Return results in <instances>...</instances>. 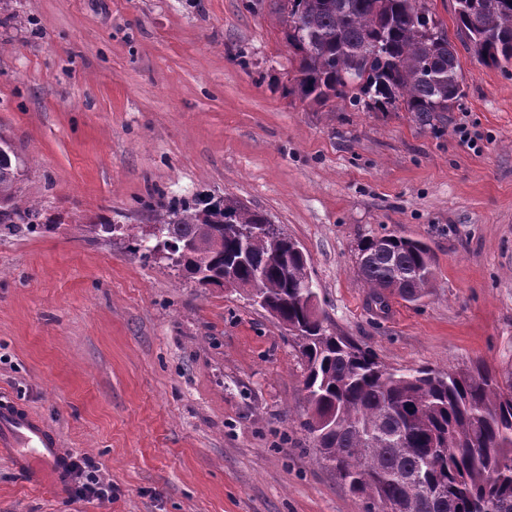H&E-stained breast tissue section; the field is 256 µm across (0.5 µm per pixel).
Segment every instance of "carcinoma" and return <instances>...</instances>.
<instances>
[{
  "instance_id": "carcinoma-1",
  "label": "carcinoma",
  "mask_w": 512,
  "mask_h": 512,
  "mask_svg": "<svg viewBox=\"0 0 512 512\" xmlns=\"http://www.w3.org/2000/svg\"><path fill=\"white\" fill-rule=\"evenodd\" d=\"M293 49L295 85L318 103L343 99L368 112L403 108L428 119L464 96L455 47L425 0H276ZM459 34L485 64L512 63V0H456ZM0 231L41 229V208L24 199L23 163L0 137ZM153 227L188 246L174 271L205 288L235 269L237 285L261 274L265 304L304 361V428L324 460L367 512H512V390L477 362L465 371L431 367L398 373L324 325L301 300L309 261L268 215L225 196L160 206ZM79 233L123 237L139 250L135 224H77ZM357 245L358 277L376 299L389 291L415 301L433 287L422 240L385 237Z\"/></svg>"
}]
</instances>
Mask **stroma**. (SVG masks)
I'll return each instance as SVG.
<instances>
[{
	"label": "stroma",
	"mask_w": 512,
	"mask_h": 512,
	"mask_svg": "<svg viewBox=\"0 0 512 512\" xmlns=\"http://www.w3.org/2000/svg\"><path fill=\"white\" fill-rule=\"evenodd\" d=\"M465 95L422 120L289 93L274 0H13L0 135L49 223L0 233V395L40 414L105 498L32 485L0 457V512H362L303 423L304 366L246 290L200 288L76 223L230 195L305 250L329 325L386 365L480 361L512 383V65L427 0ZM431 247L419 300L379 301L365 238Z\"/></svg>",
	"instance_id": "1"
}]
</instances>
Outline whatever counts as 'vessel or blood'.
<instances>
[{
  "label": "vessel or blood",
  "instance_id": "vessel-or-blood-1",
  "mask_svg": "<svg viewBox=\"0 0 512 512\" xmlns=\"http://www.w3.org/2000/svg\"><path fill=\"white\" fill-rule=\"evenodd\" d=\"M61 439L40 416L23 404L0 402V455L36 486L60 487L67 477Z\"/></svg>",
  "mask_w": 512,
  "mask_h": 512
}]
</instances>
